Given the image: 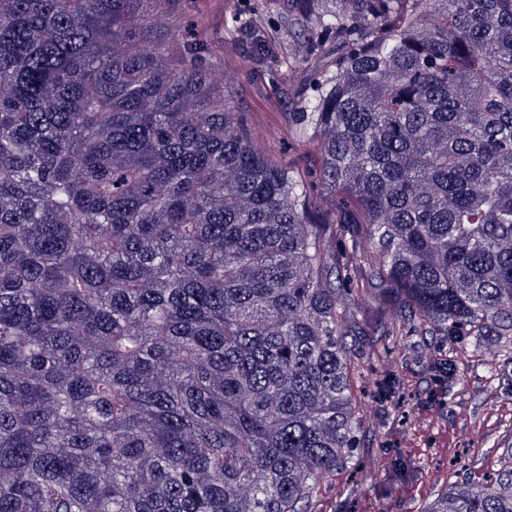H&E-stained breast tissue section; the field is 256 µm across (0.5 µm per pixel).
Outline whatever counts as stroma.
Returning a JSON list of instances; mask_svg holds the SVG:
<instances>
[{"label":"stroma","instance_id":"35a3bbf8","mask_svg":"<svg viewBox=\"0 0 512 512\" xmlns=\"http://www.w3.org/2000/svg\"><path fill=\"white\" fill-rule=\"evenodd\" d=\"M185 26L204 44L223 46L213 57L224 69V93L242 112L248 130L275 142L276 158L303 172L318 162L313 147L288 135V115L296 111L303 90L314 83L305 66L281 67L276 57L248 58V36L227 24L231 14H249L256 0H181ZM364 365L361 397L373 433L363 435L352 463L324 479L316 494L318 512H420L447 482L481 477L498 467L497 450L512 443V352L489 345L465 362L455 384L437 390L430 357L449 355L443 336L429 337L397 372L394 398L378 394L369 381L381 377L370 358L373 345H386L385 336L348 339Z\"/></svg>","mask_w":512,"mask_h":512}]
</instances>
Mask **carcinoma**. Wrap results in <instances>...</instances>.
Returning a JSON list of instances; mask_svg holds the SVG:
<instances>
[{"mask_svg": "<svg viewBox=\"0 0 512 512\" xmlns=\"http://www.w3.org/2000/svg\"><path fill=\"white\" fill-rule=\"evenodd\" d=\"M286 3L241 29L315 75L313 177L180 0H0V512H313L365 427L366 310L512 344V0ZM499 457L422 512H512Z\"/></svg>", "mask_w": 512, "mask_h": 512, "instance_id": "1", "label": "carcinoma"}]
</instances>
